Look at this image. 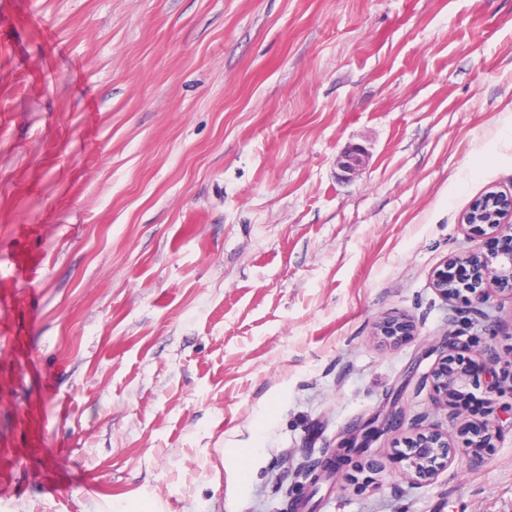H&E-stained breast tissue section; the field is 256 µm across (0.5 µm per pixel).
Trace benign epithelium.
Segmentation results:
<instances>
[{"instance_id": "1", "label": "benign epithelium", "mask_w": 512, "mask_h": 512, "mask_svg": "<svg viewBox=\"0 0 512 512\" xmlns=\"http://www.w3.org/2000/svg\"><path fill=\"white\" fill-rule=\"evenodd\" d=\"M365 151L360 146H350L337 158L336 164L343 176H354L364 164ZM489 200L500 202L495 224H473L476 232L489 235L499 241L498 247L484 252L480 249L463 258H454L440 265L433 274V287L444 297L448 296V267H453L456 283L467 291L466 302L474 311H483L491 307V300L498 292L512 295V226L503 223V219L512 215V195L499 192L487 193ZM382 335L392 337L397 344L413 335L414 326L408 321L384 317L377 323ZM465 347L458 337L448 334L447 353L442 355L430 372L433 387V404L440 408L448 405L453 396L465 389L473 377V370L462 371L449 368L451 353ZM404 411L393 402L388 412L379 419L377 417L362 424L357 430L347 434L334 450L330 460L325 462L327 473L336 474L337 461L341 456L357 450L359 443H368L374 438L398 427L404 419ZM502 427L497 420H487L479 427L472 429L475 443H482L499 437ZM410 451L403 456L405 461L402 476L415 482H430L438 472L437 460L463 461L477 465L483 459L474 454L470 447L453 448L448 444V437L435 427L418 430L408 439Z\"/></svg>"}]
</instances>
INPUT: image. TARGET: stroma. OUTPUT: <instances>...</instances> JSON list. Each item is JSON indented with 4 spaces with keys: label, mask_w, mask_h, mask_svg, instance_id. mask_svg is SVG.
Wrapping results in <instances>:
<instances>
[{
    "label": "stroma",
    "mask_w": 512,
    "mask_h": 512,
    "mask_svg": "<svg viewBox=\"0 0 512 512\" xmlns=\"http://www.w3.org/2000/svg\"><path fill=\"white\" fill-rule=\"evenodd\" d=\"M490 191L512 0H0V512H287L394 402L316 512H512V295L432 285ZM450 333L501 359L475 415L432 406ZM422 416L504 431L415 484ZM365 151L360 146H349L337 158L336 164L346 178L353 177L364 164ZM377 329L381 332L382 335L393 336L392 344H398L403 339L413 335L414 326L409 321L399 320L397 318L391 317H383L377 323ZM380 417V416H379ZM379 417H375L369 420L366 424L363 423L357 430L347 434L340 442L339 446L334 450L333 455L329 461L325 462L327 470L325 473L331 475L336 474L337 461L341 456L357 451V448L361 443H368L384 434L390 432L392 429L398 427L405 417L404 411L398 407V403L394 402L390 406L388 412L383 416L382 420L378 423ZM376 424V425H375ZM360 439V442L358 440Z\"/></svg>",
    "instance_id": "35a3bbf8"
}]
</instances>
